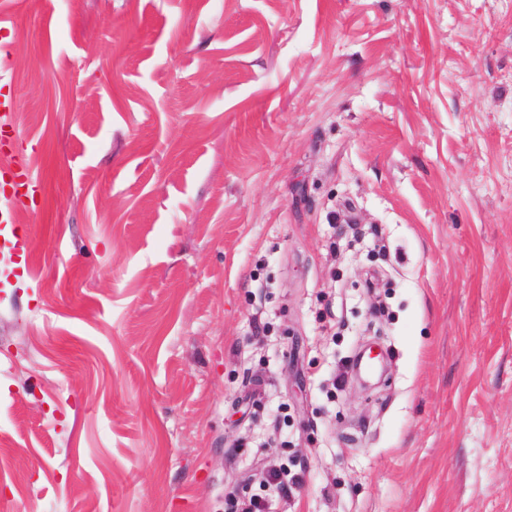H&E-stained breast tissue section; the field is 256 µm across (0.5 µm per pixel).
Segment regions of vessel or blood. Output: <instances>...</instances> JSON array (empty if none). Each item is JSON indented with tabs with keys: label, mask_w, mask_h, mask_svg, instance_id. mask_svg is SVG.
Returning a JSON list of instances; mask_svg holds the SVG:
<instances>
[{
	"label": "vessel or blood",
	"mask_w": 512,
	"mask_h": 512,
	"mask_svg": "<svg viewBox=\"0 0 512 512\" xmlns=\"http://www.w3.org/2000/svg\"><path fill=\"white\" fill-rule=\"evenodd\" d=\"M15 108L13 103L0 102V250L6 251L14 263H22L33 247L32 239L19 232L14 222L18 209L37 211L44 196L42 180L20 150L12 136Z\"/></svg>",
	"instance_id": "1"
}]
</instances>
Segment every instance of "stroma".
Listing matches in <instances>:
<instances>
[{"label":"stroma","instance_id":"stroma-1","mask_svg":"<svg viewBox=\"0 0 512 512\" xmlns=\"http://www.w3.org/2000/svg\"><path fill=\"white\" fill-rule=\"evenodd\" d=\"M2 16L0 512H512V0ZM1 141L0 153L9 159L0 166V245L18 265L33 247V240L19 232L14 224L15 212L20 208L37 211L44 196L42 180L30 164L27 155L20 150L10 134L14 131L15 108L13 102H0Z\"/></svg>","mask_w":512,"mask_h":512}]
</instances>
